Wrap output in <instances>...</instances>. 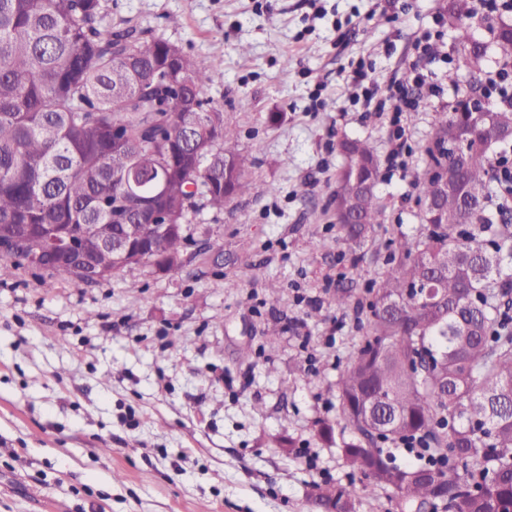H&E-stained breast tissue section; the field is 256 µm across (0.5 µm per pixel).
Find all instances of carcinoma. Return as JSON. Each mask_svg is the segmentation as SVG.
I'll return each instance as SVG.
<instances>
[{
    "mask_svg": "<svg viewBox=\"0 0 512 512\" xmlns=\"http://www.w3.org/2000/svg\"><path fill=\"white\" fill-rule=\"evenodd\" d=\"M107 14L105 0H0V276L39 253L56 278L99 282L94 224L114 233L140 225L145 251L112 275L151 268L181 254L198 202L222 211L252 190V157L204 97L214 63L114 27ZM448 17L469 74L457 113L485 92V45L471 34L470 0H450ZM480 23L512 66V19ZM202 114L205 128L186 141L182 127ZM114 126L123 140H112ZM491 136L512 140V103L489 102L464 122L436 117L428 167L439 172L416 183L423 231L393 242L374 299L357 301L366 332L336 379V425L348 431L337 447L368 492L397 494L400 512L439 503L446 512H512V218L506 208L498 224L487 216L493 184L509 182L493 173ZM336 149L343 163L330 202L341 235L359 244L383 220L381 161L366 139L343 138ZM127 166L145 176L140 192L154 207L175 211V229L157 232L148 211L117 218L115 170ZM158 174L165 196L154 194ZM46 224L71 232L83 251L45 252ZM407 441L421 455L399 466L383 445ZM307 496L318 512H357L352 479L313 484Z\"/></svg>",
    "mask_w": 512,
    "mask_h": 512,
    "instance_id": "obj_1",
    "label": "carcinoma"
}]
</instances>
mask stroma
<instances>
[{
  "instance_id": "35a3bbf8",
  "label": "stroma",
  "mask_w": 512,
  "mask_h": 512,
  "mask_svg": "<svg viewBox=\"0 0 512 512\" xmlns=\"http://www.w3.org/2000/svg\"><path fill=\"white\" fill-rule=\"evenodd\" d=\"M447 3L108 0L112 23L215 63L205 95L254 156L253 189L196 213L174 271L0 277V512H314L310 485L350 479L317 433L364 333L333 296L365 295L390 241L420 232L434 119L468 81ZM438 27L441 54L420 56L416 32ZM360 60L377 90L414 65L442 90L412 88V155L383 170L384 221L361 249L329 208L337 139L388 151V116L350 101Z\"/></svg>"
}]
</instances>
